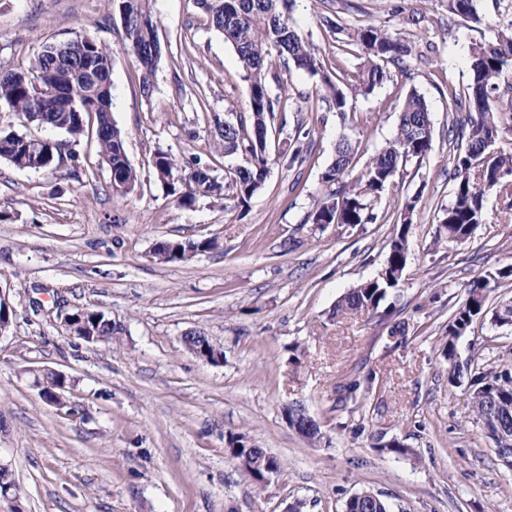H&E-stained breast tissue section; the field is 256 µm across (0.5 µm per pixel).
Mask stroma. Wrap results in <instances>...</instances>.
<instances>
[{"label": "stroma", "instance_id": "obj_1", "mask_svg": "<svg viewBox=\"0 0 512 512\" xmlns=\"http://www.w3.org/2000/svg\"><path fill=\"white\" fill-rule=\"evenodd\" d=\"M163 54L151 95L120 46L117 8L103 0H0V67L24 70L45 46L94 32L114 51L113 117L139 173L114 194L93 135L66 168L21 169L0 160V289L15 309L0 337V465L16 488L0 512H344L365 489L392 512H512V468L477 423L464 387L448 382L442 354L465 286L500 275L486 305L512 296V208L490 192L485 221L462 244L440 224L452 198L453 146L446 86L465 89L475 45L512 27V0H478L480 23L449 14L448 0H296L291 17L326 67L356 72L357 55L336 49L355 26L374 22L412 47L405 71L372 93H350L347 116L320 100L317 80L291 70L286 124L270 129L274 162L247 208L232 199L179 205L156 179L164 150L183 164L202 158L217 179L242 156L211 150L214 118L245 110L248 84L237 57L210 29L196 0H156ZM424 95L432 149L390 187L373 224H316L321 174L336 143L360 145L356 170L395 131L409 89ZM207 111H200L198 96ZM308 130V162L287 168L281 151ZM417 197L408 259L377 310L344 317L340 297L378 275L407 198ZM216 240L214 249L162 263V240ZM121 324L112 343L68 335L80 308ZM199 332L222 350L209 363L182 338ZM456 360L494 374L512 363V328L490 320L456 344ZM68 379L76 415L47 403L34 373ZM365 380L363 402L342 387ZM300 402L321 426L313 444L284 408ZM243 433L281 464L256 489L227 450ZM401 442L406 454L390 452Z\"/></svg>", "mask_w": 512, "mask_h": 512}]
</instances>
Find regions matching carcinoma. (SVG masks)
<instances>
[{
  "instance_id": "cac0c4a2",
  "label": "carcinoma",
  "mask_w": 512,
  "mask_h": 512,
  "mask_svg": "<svg viewBox=\"0 0 512 512\" xmlns=\"http://www.w3.org/2000/svg\"><path fill=\"white\" fill-rule=\"evenodd\" d=\"M118 4L122 27V47L140 65V87L148 94L162 56L159 23L153 0H113ZM207 16L209 27L224 38L235 52L242 78L248 83L247 115L237 121L215 120L213 147L226 155L246 157L245 164L229 171L220 183L208 168L195 160L199 170L185 172L168 153L158 151L153 158L154 175L180 205L191 206L197 197H221L231 188L240 207L249 204L266 181L271 155L268 131L286 97L271 96L270 81L278 79L276 68L302 70L319 79L318 92L330 109L344 116L349 97L339 84L350 83L368 93L391 81L388 65H401L411 55V46L401 37L376 23L352 29L348 41L338 48L349 54L358 49L363 65L357 73L324 67L313 44L292 24L295 0H197ZM448 12L472 23L481 18L476 0H448ZM112 48L88 31L58 44L45 47L26 70L0 68V106L20 120L60 130L70 141L79 142L87 127L95 128L102 160L112 166L131 187L139 181L137 170L125 150V134L112 116ZM470 83L465 92L448 85L449 140L456 145L452 200L443 210L440 223L446 225L448 242H464L476 225L484 222V202L489 192L504 185L512 174V155L491 151L501 130L502 116L496 111L495 94L499 84L512 75V27L497 33L495 40L472 48L469 60ZM72 93L78 106L66 110L63 96L53 97L51 89ZM434 126L431 111L416 89L406 93L393 137L375 151L364 170L354 180L347 177L354 168L359 145L343 139L336 143L334 156L321 175L326 192L319 198L312 220L316 224H372L378 219L385 191L403 176L410 162L422 164L432 148ZM0 158L19 168L60 167L56 146L43 143L32 147V139L0 130ZM214 247L210 240L161 241L155 249L162 263L184 260L186 249L205 251ZM408 258L407 224H401L392 237L384 269L379 276L349 290L338 301L334 312L374 310L387 290L398 285ZM494 290L491 280L477 277L466 285V299L448 322L445 356L453 360L455 341L486 313L485 300ZM86 322L110 342L123 331L106 321L103 313L87 315ZM469 399L480 423L500 424L512 429V368L504 366L493 377L473 371L467 376ZM232 458L246 463L250 480L264 489V465L269 452L250 444L243 434L228 440ZM347 512H390L381 494L365 489L350 498Z\"/></svg>"
}]
</instances>
